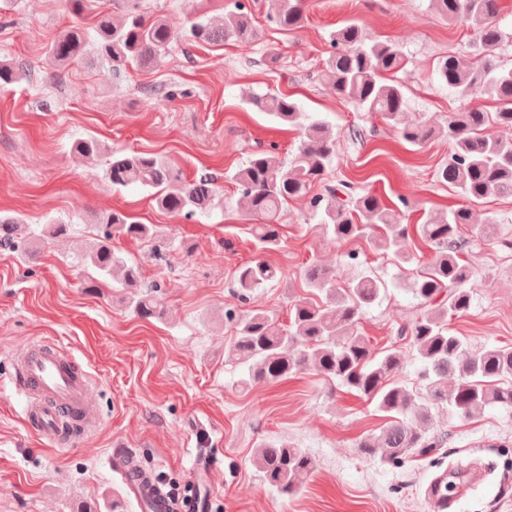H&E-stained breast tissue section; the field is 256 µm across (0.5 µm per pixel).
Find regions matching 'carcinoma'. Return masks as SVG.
<instances>
[{
  "mask_svg": "<svg viewBox=\"0 0 512 512\" xmlns=\"http://www.w3.org/2000/svg\"><path fill=\"white\" fill-rule=\"evenodd\" d=\"M270 21L281 31H293L304 22V0H275ZM75 24L56 36L47 46L51 65L64 69L83 59L88 47L95 49L99 62L117 73L129 66L155 65L173 39L162 18L147 19L136 8L120 15L93 11L92 0H67ZM430 6L450 23L465 22L473 34V56L443 57L437 66L442 83L458 96L486 97L495 104L487 112L478 105L448 117L439 131L416 123L407 124L405 95L396 74L408 64L399 46L388 40H371L354 21H347L330 35L334 51L325 62L323 76L336 96L354 103L363 112H375L399 130L409 144L423 148L441 134L451 145L448 160L437 172L440 182L450 185L471 202L491 196L512 197V67L499 64L497 50L505 39L497 21L498 0H430ZM189 36L196 42L219 44L233 40L251 47L258 40L252 12L239 2L224 15L218 26L205 19L192 22ZM24 72L18 66L0 62V84L18 82ZM256 111L273 116L278 122L300 125L304 113L290 96L267 92L246 98ZM503 128L500 137H490V123ZM72 151L83 160H93L103 151L95 137L73 142ZM336 157V139L325 125L313 121L305 126L292 160L273 150H255L229 174L252 214L261 223L251 233L262 250L281 246L279 214L289 199L310 196L312 216L335 239H370L383 253L400 263L413 259L407 226L402 212L386 206L376 195L358 191L348 180L326 183ZM106 175L112 187L139 185L153 190L159 209L175 215L191 216L211 203L215 190L206 177L187 182L165 158L154 153L133 152L114 155ZM323 192L310 194L315 186ZM24 219L0 216V246L22 253L36 239L67 234V224H47L36 233L22 231ZM475 238L492 241L496 220L487 216L475 221L467 207L429 211L415 225L414 233L434 249L432 260L413 280L411 292L416 304L409 309L398 338L410 343L414 359L420 363L419 378L426 384V399L397 378L403 351L391 347L383 354L373 352L359 324L367 311L387 294L385 281L364 274L341 287L336 275L316 264L309 265L305 285L317 300L299 299L290 308L288 324L282 325L268 313L253 310L224 313L235 335L228 357L247 367L241 387L260 382H277L295 372L312 371L327 381L339 383L376 403L390 421L380 435L361 442L369 451L383 449L385 458L401 464L407 456H426L443 447L446 436L430 434L424 424L431 409L445 406L448 411L468 418L488 406L512 408V347L490 346L478 351L448 328V316L466 313L471 304L467 288L470 268L460 263L462 230ZM124 236L149 240L162 249L166 241L153 224H141L127 213L109 209L99 216L94 245L84 254L83 263L97 277L120 271L124 286L133 289L128 306L140 318L160 317V295L143 294L138 287L139 269L112 250V239ZM278 278V270L264 260H254L235 274L239 298ZM456 384L448 390V377ZM254 466L265 481L282 494L292 495L300 480L314 468L313 459L288 443L264 444L256 449Z\"/></svg>",
  "mask_w": 512,
  "mask_h": 512,
  "instance_id": "1",
  "label": "carcinoma"
}]
</instances>
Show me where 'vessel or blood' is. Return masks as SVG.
Listing matches in <instances>:
<instances>
[{
  "instance_id": "obj_1",
  "label": "vessel or blood",
  "mask_w": 512,
  "mask_h": 512,
  "mask_svg": "<svg viewBox=\"0 0 512 512\" xmlns=\"http://www.w3.org/2000/svg\"><path fill=\"white\" fill-rule=\"evenodd\" d=\"M13 369L11 382L29 402L24 420L37 435L59 446L68 445L69 437L59 429V421L65 415L98 426L89 376L66 355L62 345L46 341L30 344L16 356ZM109 465L136 500L148 496L165 499V492L147 482L126 453L113 452Z\"/></svg>"
}]
</instances>
